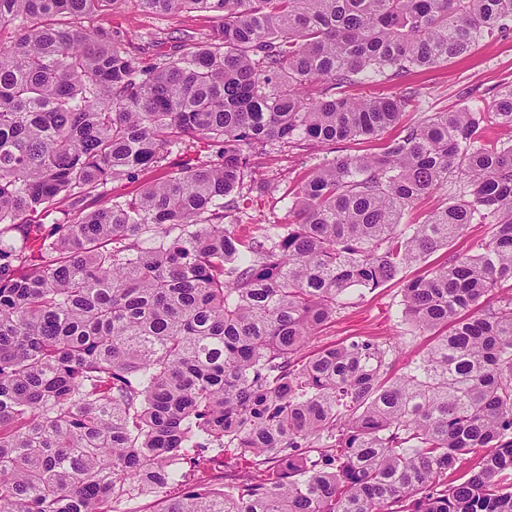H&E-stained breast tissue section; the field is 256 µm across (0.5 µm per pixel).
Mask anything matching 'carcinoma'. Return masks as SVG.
Listing matches in <instances>:
<instances>
[{"mask_svg":"<svg viewBox=\"0 0 512 512\" xmlns=\"http://www.w3.org/2000/svg\"><path fill=\"white\" fill-rule=\"evenodd\" d=\"M119 2L0 0L1 24L29 21L0 46V512H112L208 445L251 468L157 512H512V143L479 144L512 127V85L392 136L410 95H349L511 34L512 0H135L220 20L151 64L85 27ZM187 138L210 160L85 212ZM356 138L380 152L315 167L284 192L291 222L234 223L254 152ZM62 202L73 221L32 259L31 216ZM471 224L492 231L402 288L433 336L406 372L369 337L302 353L350 289ZM460 187H462V185H460L459 182H455V180L449 181L447 188L437 190L418 201L414 208L406 213L403 219L404 222L423 221L430 212L445 206L448 203L449 195L452 196L460 193Z\"/></svg>","mask_w":512,"mask_h":512,"instance_id":"cac0c4a2","label":"carcinoma"}]
</instances>
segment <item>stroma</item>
Wrapping results in <instances>:
<instances>
[{"instance_id":"1","label":"stroma","mask_w":512,"mask_h":512,"mask_svg":"<svg viewBox=\"0 0 512 512\" xmlns=\"http://www.w3.org/2000/svg\"><path fill=\"white\" fill-rule=\"evenodd\" d=\"M93 27L105 29L139 48L143 61H152L155 53L168 51V38L176 32L191 34L201 40L209 37L218 21L211 12L179 11L154 14L141 10L135 0H124L116 8L95 15ZM512 82V37L490 38L481 43L471 55L449 61L431 71L408 74L396 81L365 78L354 88L359 98L391 96L408 90L413 94L412 108L404 112L402 121L417 122L434 112L455 110L460 102H467L476 112L486 111L502 85ZM379 141L350 140L334 145L316 146L305 143L280 148L272 146L254 159L252 179H277L281 184L297 187L300 181L319 163L345 156L378 152ZM211 151L204 144L185 142L171 148L159 166L145 171L141 181L135 183L111 182L104 188L103 198L88 199V209L100 208L104 200H124L135 197L143 184L166 179L182 160H207ZM251 208L239 217L243 224H285L290 216L289 203L280 193L253 192ZM491 231L490 225H470L465 235L454 242L451 249L439 250L427 262L411 266L400 279L376 290L363 288L341 297V306L335 319L322 327L309 344L319 349L341 343L351 336H368L380 343L394 345L396 354L390 371L398 375L408 364L419 359L430 344L428 335L420 333L402 319V288L406 279L423 274L427 267L444 262L450 252L472 250Z\"/></svg>"}]
</instances>
